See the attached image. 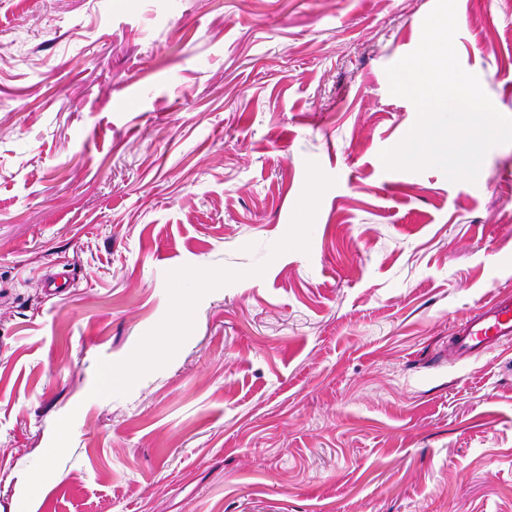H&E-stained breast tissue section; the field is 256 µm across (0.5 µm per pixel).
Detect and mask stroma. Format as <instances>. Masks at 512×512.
Here are the masks:
<instances>
[{
	"instance_id": "stroma-1",
	"label": "stroma",
	"mask_w": 512,
	"mask_h": 512,
	"mask_svg": "<svg viewBox=\"0 0 512 512\" xmlns=\"http://www.w3.org/2000/svg\"><path fill=\"white\" fill-rule=\"evenodd\" d=\"M434 3L0 0V512H512V347L449 354L512 293V143L380 159ZM456 17L512 117V0Z\"/></svg>"
}]
</instances>
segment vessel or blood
<instances>
[{
  "label": "vessel or blood",
  "mask_w": 512,
  "mask_h": 512,
  "mask_svg": "<svg viewBox=\"0 0 512 512\" xmlns=\"http://www.w3.org/2000/svg\"><path fill=\"white\" fill-rule=\"evenodd\" d=\"M512 345V294L499 295L476 318L457 333L452 350L470 357L487 350Z\"/></svg>",
  "instance_id": "1"
}]
</instances>
